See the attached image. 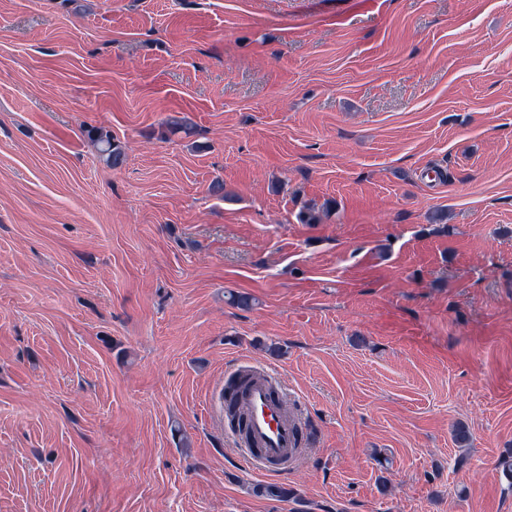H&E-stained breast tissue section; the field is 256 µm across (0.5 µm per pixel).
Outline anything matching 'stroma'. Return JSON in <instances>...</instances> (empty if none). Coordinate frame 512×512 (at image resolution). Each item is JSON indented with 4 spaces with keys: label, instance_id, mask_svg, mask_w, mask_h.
I'll use <instances>...</instances> for the list:
<instances>
[{
    "label": "stroma",
    "instance_id": "1",
    "mask_svg": "<svg viewBox=\"0 0 512 512\" xmlns=\"http://www.w3.org/2000/svg\"><path fill=\"white\" fill-rule=\"evenodd\" d=\"M506 456L512 0H0V512H512ZM89 137L98 145L99 153L107 165L118 167L124 159V148L120 143L115 142L112 136L100 129L88 131ZM238 373L249 376V384L238 398V408L246 418L248 439L237 434L242 442L236 440V446L244 445L238 450L247 466L268 476H278L302 452V442L296 434L300 417L279 396L275 387L277 374L250 366L236 368L224 381V414L225 386L228 379Z\"/></svg>",
    "mask_w": 512,
    "mask_h": 512
}]
</instances>
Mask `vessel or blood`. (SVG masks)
Instances as JSON below:
<instances>
[{"label": "vessel or blood", "instance_id": "vessel-or-blood-1", "mask_svg": "<svg viewBox=\"0 0 512 512\" xmlns=\"http://www.w3.org/2000/svg\"><path fill=\"white\" fill-rule=\"evenodd\" d=\"M243 372L249 384L238 398V407L246 418L248 438L241 456L247 466L276 476L302 452L296 434L299 417L276 393L275 372L250 366Z\"/></svg>", "mask_w": 512, "mask_h": 512}]
</instances>
